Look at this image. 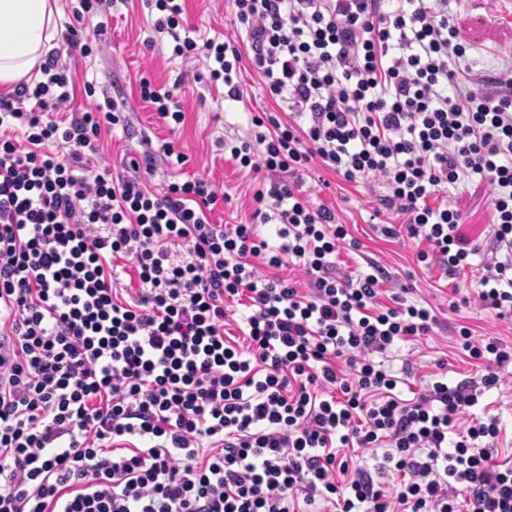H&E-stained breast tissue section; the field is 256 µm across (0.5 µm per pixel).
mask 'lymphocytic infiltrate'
I'll use <instances>...</instances> for the list:
<instances>
[{
  "label": "lymphocytic infiltrate",
  "mask_w": 512,
  "mask_h": 512,
  "mask_svg": "<svg viewBox=\"0 0 512 512\" xmlns=\"http://www.w3.org/2000/svg\"><path fill=\"white\" fill-rule=\"evenodd\" d=\"M402 2L234 0L268 94L307 119L256 117L229 145L260 176L249 224L212 223L209 179L150 190L152 155L103 166L117 113L49 118L73 95L62 54L90 51L77 29L43 81L0 98V512H457L461 495L469 512H512L499 420L470 413L512 376V348L460 327L474 376L401 399L376 356L435 317L399 294L380 303L379 273L340 275L347 231L298 191L314 160L350 182L379 176L419 261L453 274L476 249L463 214L429 199L480 175L495 232L479 299L512 317V81L449 96L466 48L447 0ZM155 5L174 55L205 58L240 100L238 49L183 35V0ZM118 258L134 296L118 293ZM291 260L308 291L277 276ZM230 301L246 309L237 340ZM343 448L374 449L373 466Z\"/></svg>",
  "instance_id": "obj_1"
}]
</instances>
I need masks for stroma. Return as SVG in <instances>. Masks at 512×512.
I'll return each mask as SVG.
<instances>
[{"label": "stroma", "instance_id": "1", "mask_svg": "<svg viewBox=\"0 0 512 512\" xmlns=\"http://www.w3.org/2000/svg\"><path fill=\"white\" fill-rule=\"evenodd\" d=\"M110 12L106 27L90 34V53L72 62L76 89L68 106L69 111L82 112L112 105L122 113L124 128L102 140L104 164L117 167L152 152L156 161L148 177L149 188L160 192L173 182L210 178L227 197L211 212V221L224 225L250 222L258 179L253 171L225 157L224 144L246 137L252 116L272 115L285 121L289 112L268 95L245 57L246 31L236 20L233 0H185V16L197 35L229 42L243 52V97L238 102L225 99L223 83L204 82L205 59L187 62L173 54L171 38L154 29L160 13L146 0H116ZM448 16L466 48L465 55L452 64L449 95L472 89L484 76L512 80V0H450ZM147 74L157 86L173 92L185 115L183 124L173 129L164 126L141 100L139 80ZM88 81L94 84L90 97L83 89ZM166 144L185 155L184 164L166 161L162 151ZM299 190L313 206L335 211L350 238L359 242V249L343 246L337 251L335 262L341 273L354 277L379 264L385 272L380 283L383 297L409 289L411 300L432 308L438 319L429 335L398 342L382 356L395 375H402L404 367L412 369L399 387L402 398L423 392L434 378L442 376L453 384L473 372L471 359L458 343L459 326H468L474 339L494 336L512 345V319L499 318L496 311L482 307L478 298L493 238L492 190L479 176H470L431 199L432 204L445 203L460 210L467 218L464 232L479 247L470 258V267L454 276L437 263L419 262L413 240L382 235L383 226L403 223L404 218L380 205V196L387 192L380 177L369 175L349 182L314 162L304 171ZM480 402L500 419L499 459L512 458V377L485 392Z\"/></svg>", "mask_w": 512, "mask_h": 512}]
</instances>
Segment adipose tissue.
I'll use <instances>...</instances> for the list:
<instances>
[{
    "label": "adipose tissue",
    "mask_w": 512,
    "mask_h": 512,
    "mask_svg": "<svg viewBox=\"0 0 512 512\" xmlns=\"http://www.w3.org/2000/svg\"><path fill=\"white\" fill-rule=\"evenodd\" d=\"M56 0H0V83L39 79V65L56 46Z\"/></svg>",
    "instance_id": "1"
}]
</instances>
